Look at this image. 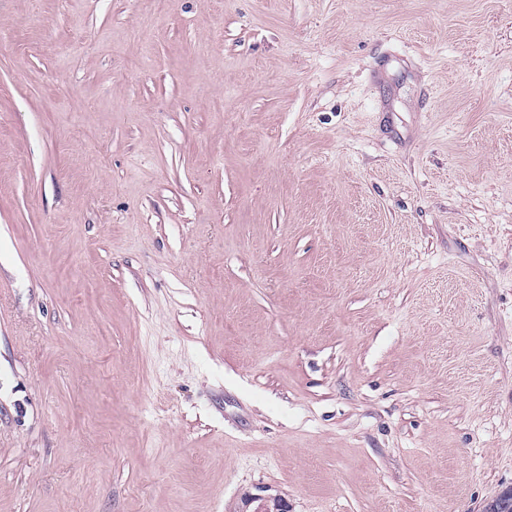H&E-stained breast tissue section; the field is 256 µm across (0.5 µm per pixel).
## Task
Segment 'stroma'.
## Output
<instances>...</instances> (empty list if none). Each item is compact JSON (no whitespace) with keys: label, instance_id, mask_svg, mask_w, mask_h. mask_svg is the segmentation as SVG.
Listing matches in <instances>:
<instances>
[{"label":"stroma","instance_id":"stroma-1","mask_svg":"<svg viewBox=\"0 0 512 512\" xmlns=\"http://www.w3.org/2000/svg\"><path fill=\"white\" fill-rule=\"evenodd\" d=\"M509 486L512 0H0V512Z\"/></svg>","mask_w":512,"mask_h":512}]
</instances>
